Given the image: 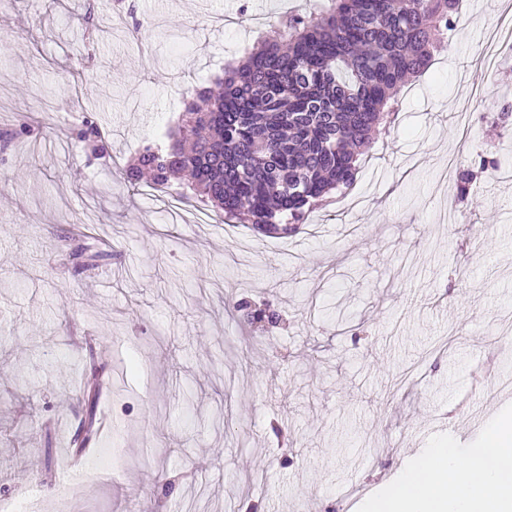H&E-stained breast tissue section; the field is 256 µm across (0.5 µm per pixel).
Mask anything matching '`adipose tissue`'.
<instances>
[{"instance_id":"ef3b65f1","label":"adipose tissue","mask_w":512,"mask_h":512,"mask_svg":"<svg viewBox=\"0 0 512 512\" xmlns=\"http://www.w3.org/2000/svg\"><path fill=\"white\" fill-rule=\"evenodd\" d=\"M369 512H512V421L478 448L425 449Z\"/></svg>"}]
</instances>
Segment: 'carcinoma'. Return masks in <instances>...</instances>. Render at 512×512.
<instances>
[{"instance_id":"obj_1","label":"carcinoma","mask_w":512,"mask_h":512,"mask_svg":"<svg viewBox=\"0 0 512 512\" xmlns=\"http://www.w3.org/2000/svg\"><path fill=\"white\" fill-rule=\"evenodd\" d=\"M459 0H325L315 12L288 15L241 60L185 92L169 141L146 145L124 168L136 184L202 203L226 224L294 235L334 191L356 180L358 161L376 134L394 123L396 94L430 63L456 27ZM93 151L105 136L89 117L76 133ZM500 158L462 166L456 194L465 200Z\"/></svg>"}]
</instances>
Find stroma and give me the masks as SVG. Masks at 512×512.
I'll return each instance as SVG.
<instances>
[{"mask_svg": "<svg viewBox=\"0 0 512 512\" xmlns=\"http://www.w3.org/2000/svg\"><path fill=\"white\" fill-rule=\"evenodd\" d=\"M256 0H0V499L42 512H366L419 449L482 446L512 419V62L479 52L512 0H463L450 49L406 85L347 197L301 232L202 223L120 169L188 88L261 32ZM106 133L98 156L82 117ZM29 133L20 134L21 125ZM503 156L468 203L449 159ZM100 239L76 269L60 250ZM285 320L248 329L239 299ZM100 396L72 485L64 448ZM485 411L468 429L467 414Z\"/></svg>", "mask_w": 512, "mask_h": 512, "instance_id": "stroma-1", "label": "stroma"}]
</instances>
